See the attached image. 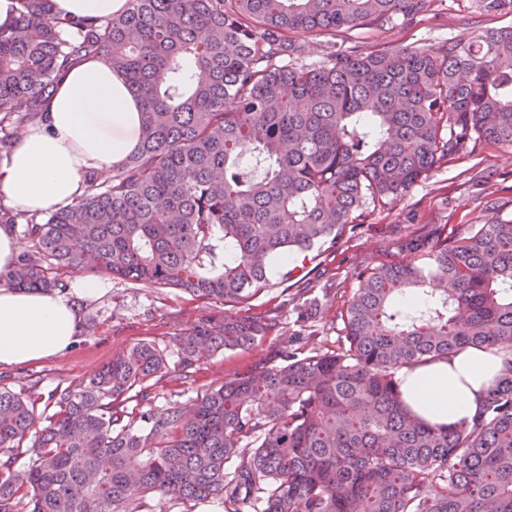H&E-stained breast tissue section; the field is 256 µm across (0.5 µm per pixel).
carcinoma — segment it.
I'll return each instance as SVG.
<instances>
[{
    "label": "carcinoma",
    "mask_w": 512,
    "mask_h": 512,
    "mask_svg": "<svg viewBox=\"0 0 512 512\" xmlns=\"http://www.w3.org/2000/svg\"><path fill=\"white\" fill-rule=\"evenodd\" d=\"M0 29V148L44 112L56 81L99 57L137 97L133 150L74 204L38 220L24 290L91 271L242 304L276 262L336 247L368 203L402 200L470 144L512 147V27L439 48L359 52L316 38L422 14L428 0H128L112 17H62L18 0ZM363 274L344 343L256 365L192 408L125 417L117 401L168 367L142 342L40 417L0 390V451L34 436L30 464L0 461V512H138L148 497L224 512H512V221ZM272 325L207 321L178 336L187 370ZM505 372L472 419L411 415L399 372L470 347Z\"/></svg>",
    "instance_id": "cac0c4a2"
}]
</instances>
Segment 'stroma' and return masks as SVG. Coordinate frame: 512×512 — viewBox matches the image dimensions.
<instances>
[{
    "label": "stroma",
    "instance_id": "stroma-1",
    "mask_svg": "<svg viewBox=\"0 0 512 512\" xmlns=\"http://www.w3.org/2000/svg\"><path fill=\"white\" fill-rule=\"evenodd\" d=\"M503 27H512V0H501L495 8L487 7L486 0H430L417 20L386 29L343 30L335 41L364 51L436 47ZM495 218L512 220V148L480 142L419 180L403 200L366 206L339 244L306 262L304 269L293 272L275 264L270 288L245 305L116 277L107 278L99 296L81 298L72 288L75 274L62 272L63 295L73 300L79 315L73 344L48 359L1 365L0 389L21 394L40 415L52 394L75 388L138 343L170 354L177 336L208 320L249 315L274 322V330L249 348L218 354L186 372L170 365L148 388L128 393L123 403L126 410L147 414L190 406L234 375L279 362L282 352L303 355L314 348H337L344 336L340 313L359 287L362 271L403 259L402 246L409 240L429 242L443 230L464 236Z\"/></svg>",
    "mask_w": 512,
    "mask_h": 512
}]
</instances>
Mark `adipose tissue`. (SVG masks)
Here are the masks:
<instances>
[{
	"mask_svg": "<svg viewBox=\"0 0 512 512\" xmlns=\"http://www.w3.org/2000/svg\"><path fill=\"white\" fill-rule=\"evenodd\" d=\"M139 108L123 76L99 58L73 67L57 83L41 123L26 129L0 160V196L9 207L47 214L74 204L83 175L110 168L135 146ZM77 330L73 304L61 296L0 287V365L50 358ZM504 367L490 348L402 369L401 394L418 418L450 426L473 418Z\"/></svg>",
	"mask_w": 512,
	"mask_h": 512,
	"instance_id": "ef3b65f1",
	"label": "adipose tissue"
}]
</instances>
